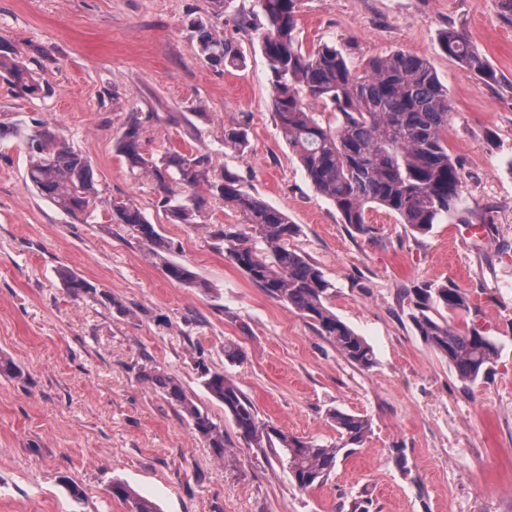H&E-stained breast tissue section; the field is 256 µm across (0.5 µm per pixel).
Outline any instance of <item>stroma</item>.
Instances as JSON below:
<instances>
[{
  "instance_id": "35a3bbf8",
  "label": "stroma",
  "mask_w": 512,
  "mask_h": 512,
  "mask_svg": "<svg viewBox=\"0 0 512 512\" xmlns=\"http://www.w3.org/2000/svg\"><path fill=\"white\" fill-rule=\"evenodd\" d=\"M252 0H229L214 31L236 42L239 67L206 63L191 18L207 0H0V40L40 62L51 93L20 98L0 80V123L55 124L91 160L96 222L60 212L25 178L26 154L0 140V354L23 376L0 375V512H128L108 492L129 484L161 512H512V17L500 0H300L304 47L333 41L353 64L395 50L425 59L448 89V149L464 175L469 211L418 235L382 209L371 232L341 224L276 125L257 36L240 24ZM460 29L505 79L482 84L440 47ZM154 112L145 153H211L299 232L293 247L334 285L329 305L373 347L364 370L308 319L270 298L225 257L210 224L234 212L208 207L209 225L172 224L151 183L134 179L114 147L130 113ZM243 121L251 151L224 147ZM134 201L175 244L172 261L205 288L168 279L108 202ZM485 236H467L471 224ZM95 283L101 299L73 298L60 272ZM451 282L469 295L453 318L497 340L488 376L468 388L415 330L414 286ZM122 303L126 314L112 309ZM240 355L228 359L225 345ZM235 379L261 420L303 441L337 437L327 413L367 416L361 448L338 459L321 486H294L269 449L249 447L225 421L231 461L214 458L163 397L138 377L147 365L223 418L195 362ZM81 496H73L71 486Z\"/></svg>"
}]
</instances>
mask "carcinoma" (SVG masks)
I'll list each match as a JSON object with an SVG mask.
<instances>
[{"label": "carcinoma", "instance_id": "carcinoma-1", "mask_svg": "<svg viewBox=\"0 0 512 512\" xmlns=\"http://www.w3.org/2000/svg\"><path fill=\"white\" fill-rule=\"evenodd\" d=\"M297 0H254L250 26L270 72L272 105L277 127L296 155L309 184L336 207L341 222L359 234L371 227L367 212L382 207L417 234L466 210L461 165L448 151V88L424 59L401 50L369 59L363 68L351 65L336 43L320 42L309 49L299 39ZM199 52L211 65L236 67L237 45L220 38L201 18ZM441 49L467 67L482 83H500L498 72L451 27ZM0 76L20 97L41 98L49 93L22 57L9 44H0ZM130 113L116 135L115 147L131 176L158 189L156 207L175 224L204 223L206 207L220 203L240 217L238 224H215L211 237L224 245L225 256L269 297L291 306L311 320L351 363L370 369L376 364L373 348L340 320L328 305L333 284L318 266L290 241L299 232L281 210L250 191L227 169L217 170L208 152L166 151L153 157L142 148L145 119ZM17 140L27 156L26 179L61 212L91 218L98 190L91 160L70 139L45 121L28 127L22 122L0 126V139ZM224 145L240 154L251 149L248 126L224 127ZM110 220L123 225L159 261L165 275L177 282L204 288L189 267L170 261L173 244L133 203L113 200ZM65 288L78 298L97 294V286L70 270L62 273ZM415 311L410 318L419 336L453 365L460 380L474 385L499 353L496 340L473 328L462 331L448 316L470 310L468 294L441 283L410 288ZM201 384L224 406L240 437L255 448H268L287 462L294 485L301 491L323 484L337 460L363 445L371 429L365 416L338 409L329 413L338 438L321 445L290 436L258 419L255 406L230 376L195 362ZM139 378L151 385L201 436L213 455L226 457L224 422L188 398L176 380L156 368H143ZM112 496L129 512H159L152 501L115 480Z\"/></svg>", "mask_w": 512, "mask_h": 512}]
</instances>
